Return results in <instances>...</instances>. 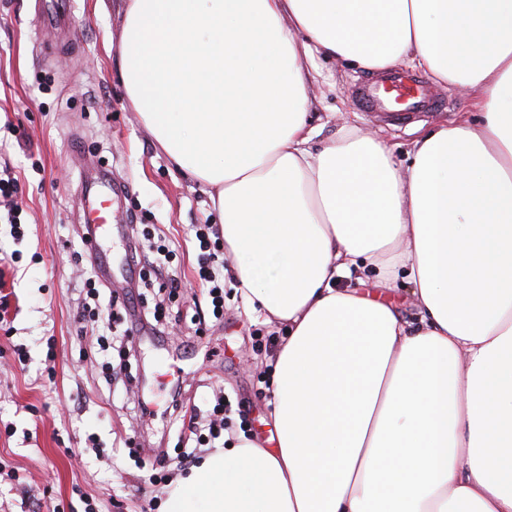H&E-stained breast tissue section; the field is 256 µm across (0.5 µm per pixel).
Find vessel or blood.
Masks as SVG:
<instances>
[{"label":"vessel or blood","instance_id":"1","mask_svg":"<svg viewBox=\"0 0 512 512\" xmlns=\"http://www.w3.org/2000/svg\"><path fill=\"white\" fill-rule=\"evenodd\" d=\"M73 0H47L41 17L43 25L62 30L71 19ZM362 107L370 113L403 124L418 114L436 109L439 105L427 81L390 67L372 77L358 95ZM84 223L98 231L107 229L112 220V185L99 177L85 180L82 186Z\"/></svg>","mask_w":512,"mask_h":512}]
</instances>
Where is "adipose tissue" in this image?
I'll return each mask as SVG.
<instances>
[{
  "instance_id": "adipose-tissue-1",
  "label": "adipose tissue",
  "mask_w": 512,
  "mask_h": 512,
  "mask_svg": "<svg viewBox=\"0 0 512 512\" xmlns=\"http://www.w3.org/2000/svg\"><path fill=\"white\" fill-rule=\"evenodd\" d=\"M118 51L282 332L275 447L208 449L166 512H512V0H125ZM320 54L424 69L479 118L416 139L403 171L355 127L313 151ZM369 266L407 280L417 324L335 287Z\"/></svg>"
}]
</instances>
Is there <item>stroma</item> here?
I'll return each mask as SVG.
<instances>
[{
  "instance_id": "35a3bbf8",
  "label": "stroma",
  "mask_w": 512,
  "mask_h": 512,
  "mask_svg": "<svg viewBox=\"0 0 512 512\" xmlns=\"http://www.w3.org/2000/svg\"><path fill=\"white\" fill-rule=\"evenodd\" d=\"M36 2L0 0V172L17 180L14 192L0 197V250L20 254L18 263L0 268V315L11 328L0 332V512H22L28 500L43 512L56 505L83 512L88 501L97 512H164L167 486L152 483L151 468L136 461L164 454L171 478L189 467L177 447L172 389L180 388L190 415L228 397L227 432L268 441L276 397L267 365L281 334L232 288L224 291L223 320L212 315L198 276L196 231L217 215L125 100L112 49L123 0H75L64 34L41 28ZM319 68L311 113L317 149L351 123L387 142L403 169L412 140L476 115L472 97L440 87L444 107L390 125L354 101L366 70L330 59ZM95 164L111 169L122 186L112 197L110 263L125 262L131 225H150L178 251L172 270L183 287L173 305L205 319L199 336L188 320L158 333L143 310L159 297L144 288L140 269L129 270L118 316L132 330V385L120 373L102 378V363H119V350L101 352L96 338L105 326L80 318L86 278L101 283V298L109 296L106 268L72 256L82 232L81 169ZM11 215L24 231L21 240L10 233ZM19 349L25 362L17 360ZM141 402L150 416H136Z\"/></svg>"
}]
</instances>
